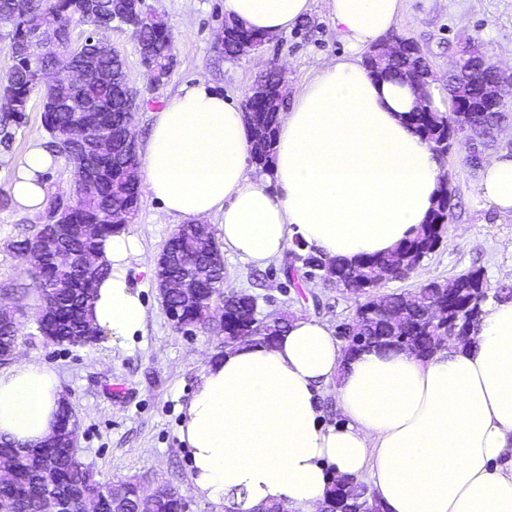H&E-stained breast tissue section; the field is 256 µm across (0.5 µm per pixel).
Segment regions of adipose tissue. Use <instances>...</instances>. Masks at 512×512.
<instances>
[{"label":"adipose tissue","mask_w":512,"mask_h":512,"mask_svg":"<svg viewBox=\"0 0 512 512\" xmlns=\"http://www.w3.org/2000/svg\"><path fill=\"white\" fill-rule=\"evenodd\" d=\"M345 53L323 61L294 94L277 130L275 187L249 163L250 132L232 98L205 80L154 112L142 183L164 214L218 220L224 246L262 267L298 239L329 258L387 253L432 210L440 157L406 121L425 106L448 112L440 83L415 92L377 79L362 53L398 19L402 0H324ZM313 0H224V15L278 35L303 23ZM56 155L31 142L14 165L15 207L36 214ZM484 202L512 214V156L483 165ZM138 240L103 243L109 275L92 316L113 342L134 339L145 305L129 281ZM334 388L343 418L326 422L319 389ZM63 394L33 361L0 370V440L27 448L54 431ZM178 437L195 492L318 512L332 475H369L387 512H512V301H487L469 343L423 360L371 350L345 360L330 325L299 316L270 345L246 342L204 367Z\"/></svg>","instance_id":"1"}]
</instances>
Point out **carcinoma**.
I'll list each match as a JSON object with an SVG mask.
<instances>
[{
	"label": "carcinoma",
	"mask_w": 512,
	"mask_h": 512,
	"mask_svg": "<svg viewBox=\"0 0 512 512\" xmlns=\"http://www.w3.org/2000/svg\"><path fill=\"white\" fill-rule=\"evenodd\" d=\"M108 2L107 22L132 27L140 45L142 64L156 68L163 77H168L172 71V37L165 22L151 9L136 19H129L124 9L125 0ZM74 23L95 28L100 26V22L85 11V0H39L29 14L9 26L5 38L10 48L31 45ZM224 31V54L230 59L240 56L242 45L258 44L264 38V35L249 29L240 21L225 22ZM12 60L4 85L6 108L0 113V144L6 148L13 138L11 129L20 123L34 95L62 101V105L56 108L49 105L43 111L44 126L50 136L48 145L51 146L70 135L71 113L82 111L88 101L110 107L119 92L115 82L100 80L90 81L80 91H73L67 78L70 62L64 54L51 63L59 80L56 86L46 91L38 84V73L46 67L42 58L29 52L14 53ZM365 63L378 78L393 82L407 80V63L421 69L429 67L426 58L418 55L404 60L377 62L368 52ZM450 67L466 75L478 94L491 82L492 64L481 53L456 60ZM262 84L269 94L260 99L246 100L243 113L252 131L250 161L257 170L269 174L273 171L280 114L287 105L288 81L274 65L262 76ZM407 120L420 136L437 149L454 140L458 126L478 122L491 129L496 126L498 116L494 112L447 113L422 108L407 113ZM127 121V113H112V124L107 126L112 141V159L98 180L97 192L80 199L74 208L60 211L58 223L42 224L34 230L36 234L53 229L67 233L68 247L72 253L70 262L49 264L40 274L30 277V283H20L13 288L14 292L23 295L33 289L40 297L52 296L58 301L61 314L53 331L56 344L85 343L81 326L88 323L89 299L80 293L74 269L76 260L85 253H100L104 238L124 230L122 225L109 220L113 210H123L133 219L140 208L138 168L131 165L121 151ZM99 147L96 139L73 141L65 154L73 162V173H78L81 162L88 154L98 151ZM453 208V191L448 189V178L444 176L429 222L421 225L412 239L392 253L363 256L354 261L308 257L303 268H288L287 277L293 283L299 278H312L316 270H332L338 275L339 287L365 297L345 324L344 332L349 336V341L344 344L346 358L351 359L364 351L375 349L397 351L401 339L406 337L414 341L417 356L429 358L443 347L445 334L452 329L455 319L463 318L464 308L469 305L474 307L472 319L477 322L482 305L489 297L497 300L512 297V289L491 291L479 269L446 281L428 280L406 292L371 294V290L378 285L375 280L377 270L389 267L397 279H406L427 255L442 244L445 226ZM78 224H99L101 233L94 238L81 237L71 232ZM174 246L181 259L178 267L201 271L208 282V287L201 289L197 299L189 304L179 298L164 301L166 308L171 305L182 307V322L216 336L224 335L226 349L236 346V336L247 329L255 333L254 340L272 342L288 328L287 319L270 327L258 324L256 299L253 296L224 291V268L207 262V257L218 251L209 227H182L164 244L168 250ZM0 447L5 448L0 455L9 458V464L0 463V512H42V503L47 494L60 498L66 512H80L79 496L101 489L106 492L116 512H133L135 508L140 481L133 478L110 482L93 480L90 467L80 462L63 445L52 453L50 462L36 468L32 467V460L27 455L20 453V449H15L12 454L8 452L11 445L2 441ZM167 488L170 494L158 501L155 512H180L183 494L173 485L169 484ZM323 503L331 512H385L374 492L352 476L333 477Z\"/></svg>",
	"instance_id": "carcinoma-1"
}]
</instances>
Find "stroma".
Segmentation results:
<instances>
[{
    "mask_svg": "<svg viewBox=\"0 0 512 512\" xmlns=\"http://www.w3.org/2000/svg\"><path fill=\"white\" fill-rule=\"evenodd\" d=\"M172 34L176 60L170 77L153 84L141 64L139 45L130 27L113 24L105 38L123 57L127 79L140 95L133 131L144 142L152 114L182 86L205 79L215 91L244 104L259 73L269 63L285 67L291 91H298L324 60L345 50L326 13L316 0L305 26L264 43L259 52L234 59L224 56L218 35L224 27V0H146ZM393 34L412 39L436 72H446L462 47L481 46L493 63L512 68V0H403ZM10 147L0 146V194L8 193L12 164L30 142L47 141L39 100H32ZM470 142L458 139L443 160L456 206L443 242L406 280L383 281L384 293L403 292L423 281L446 280L470 270H482L490 287L512 286V215L488 208L480 196L479 172L467 163ZM45 214L28 215L14 207L0 208V285L24 282L28 270L12 252V240L45 223ZM159 203L142 197L140 209L125 231L136 236L146 258L161 251L175 231ZM296 245L264 267L247 264L232 252H222L226 291L250 294L260 315L290 313L315 317L337 326L352 316L355 297L321 278L290 285L286 270L295 260ZM132 283L146 307L144 328L125 346L108 337L80 346L45 342L35 324L37 294L18 302L17 359L36 362L53 371L79 419L76 446L82 462L101 481L138 476L179 487L191 503L190 512H224L223 504L198 496L190 479L188 452L178 438L180 408L191 397L203 368L222 355L220 338L205 331L187 336L174 328L152 278L131 271Z\"/></svg>",
    "mask_w": 512,
    "mask_h": 512,
    "instance_id": "obj_1",
    "label": "stroma"
}]
</instances>
